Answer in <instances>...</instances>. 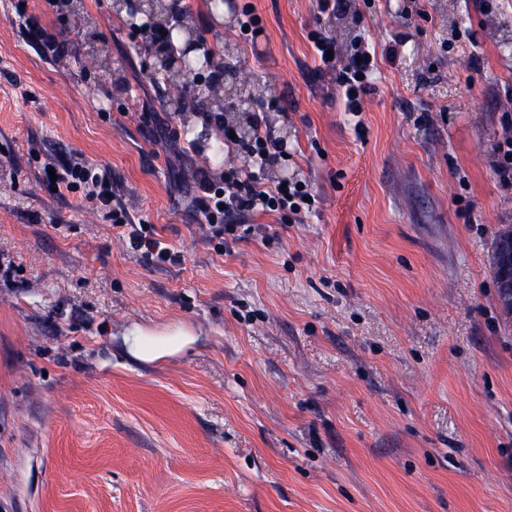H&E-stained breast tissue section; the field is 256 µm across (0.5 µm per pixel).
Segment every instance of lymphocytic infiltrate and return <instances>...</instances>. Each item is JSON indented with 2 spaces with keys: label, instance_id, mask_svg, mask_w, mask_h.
Wrapping results in <instances>:
<instances>
[{
  "label": "lymphocytic infiltrate",
  "instance_id": "f902f5d3",
  "mask_svg": "<svg viewBox=\"0 0 512 512\" xmlns=\"http://www.w3.org/2000/svg\"><path fill=\"white\" fill-rule=\"evenodd\" d=\"M310 41L317 56L324 58L325 70H342L339 85L344 106L346 112L353 116L359 115L364 108V99L372 90L370 76L378 60L391 64L399 62L403 46L402 39L397 37L377 53L371 51L366 39L361 38L354 43L351 56L340 65L326 57L327 52L336 48L332 38L314 32L310 35ZM251 129V135L243 145L245 165L226 168L224 179L220 182L214 181L203 169L196 175L195 202L205 219V239L219 253L224 250L226 236L236 234L238 230L237 225L231 224V216L246 218L275 212L298 219L317 209L306 182L296 180L285 185L264 184L262 175L272 158L275 143L270 140L260 118H252ZM53 170L57 176L52 183L53 188L82 193L89 202L108 208L113 229L132 250L150 255L159 265L174 262V253L161 245L154 225L128 223L124 210L112 208L109 198L112 191L110 168L76 161L54 165Z\"/></svg>",
  "mask_w": 512,
  "mask_h": 512
}]
</instances>
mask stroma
<instances>
[{
	"label": "stroma",
	"instance_id": "1",
	"mask_svg": "<svg viewBox=\"0 0 512 512\" xmlns=\"http://www.w3.org/2000/svg\"><path fill=\"white\" fill-rule=\"evenodd\" d=\"M113 0H0V512H512V312L493 271L512 227L495 146L512 134V0H181L206 50L259 86L285 145L265 172L320 211L257 215L278 236L200 228L194 172L225 148ZM63 32L43 57L18 9ZM379 61L358 121L309 41ZM109 166L112 203L181 258L131 252L104 211L52 192L45 163ZM181 337L154 362L142 336Z\"/></svg>",
	"mask_w": 512,
	"mask_h": 512
}]
</instances>
